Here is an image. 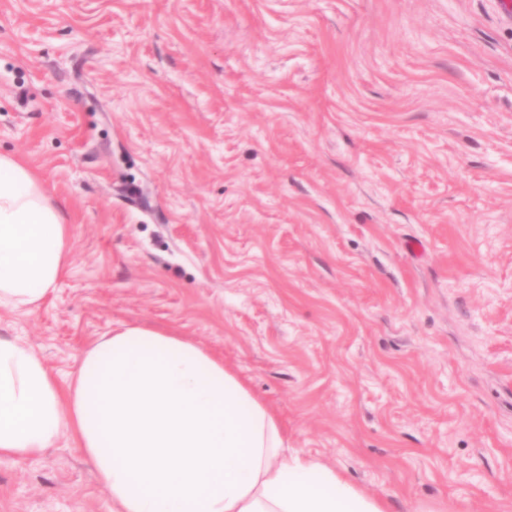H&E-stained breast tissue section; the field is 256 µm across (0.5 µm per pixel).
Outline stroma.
I'll return each mask as SVG.
<instances>
[{
    "label": "stroma",
    "instance_id": "obj_1",
    "mask_svg": "<svg viewBox=\"0 0 512 512\" xmlns=\"http://www.w3.org/2000/svg\"><path fill=\"white\" fill-rule=\"evenodd\" d=\"M0 153L70 226L0 310L60 381L172 329L386 512H512V0H0ZM0 512L112 502L65 434Z\"/></svg>",
    "mask_w": 512,
    "mask_h": 512
}]
</instances>
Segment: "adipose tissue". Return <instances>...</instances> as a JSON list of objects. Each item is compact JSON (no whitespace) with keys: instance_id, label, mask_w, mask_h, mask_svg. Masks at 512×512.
I'll return each mask as SVG.
<instances>
[{"instance_id":"adipose-tissue-1","label":"adipose tissue","mask_w":512,"mask_h":512,"mask_svg":"<svg viewBox=\"0 0 512 512\" xmlns=\"http://www.w3.org/2000/svg\"><path fill=\"white\" fill-rule=\"evenodd\" d=\"M70 227L15 156L0 154V307L34 308L67 273ZM71 434L112 512H385L335 469L284 456L283 427L222 359L192 340L123 325L60 384L0 337V458Z\"/></svg>"}]
</instances>
